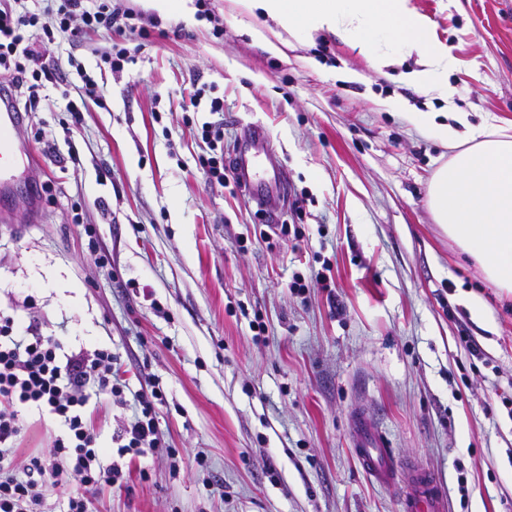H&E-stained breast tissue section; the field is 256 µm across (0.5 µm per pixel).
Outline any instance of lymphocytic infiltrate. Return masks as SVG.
<instances>
[{
	"mask_svg": "<svg viewBox=\"0 0 512 512\" xmlns=\"http://www.w3.org/2000/svg\"><path fill=\"white\" fill-rule=\"evenodd\" d=\"M129 17L105 0H60L40 17L15 14L8 0H0V70L10 74L13 92L23 94L24 111H35L40 80L69 83L51 55L56 33L77 40L102 27L125 26ZM127 387L112 351L68 354L58 337L35 326L18 334L13 318L0 315V512H91L93 493L123 485L126 459L162 451L156 406L164 398L157 390L134 392L133 419L115 436V448L102 446L88 412L90 396L118 397ZM25 409L52 415L62 431L19 473L14 460Z\"/></svg>",
	"mask_w": 512,
	"mask_h": 512,
	"instance_id": "obj_1",
	"label": "lymphocytic infiltrate"
}]
</instances>
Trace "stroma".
Returning a JSON list of instances; mask_svg holds the SVG:
<instances>
[{
  "label": "stroma",
  "mask_w": 512,
  "mask_h": 512,
  "mask_svg": "<svg viewBox=\"0 0 512 512\" xmlns=\"http://www.w3.org/2000/svg\"><path fill=\"white\" fill-rule=\"evenodd\" d=\"M209 3L160 20L120 70L101 59L126 46L118 33L58 35L59 66L83 69L72 87L90 76L101 100L73 114L46 85L13 132L33 158L15 192L34 204L0 213V311L67 352L112 350L131 391L161 390L177 451L97 492L93 512H401L355 453L360 421L401 466L435 472L446 512H512V293L434 224L427 188L451 152L407 118L442 102L331 35L273 56L251 37L262 18ZM410 6L457 60L458 108L512 132V0ZM215 98L225 160L251 126L273 144L242 190L198 164ZM278 172L304 202L285 218L269 194L266 216L290 228L271 235L252 190ZM20 420L21 467L59 426Z\"/></svg>",
  "instance_id": "stroma-1"
}]
</instances>
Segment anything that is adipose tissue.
Returning a JSON list of instances; mask_svg holds the SVG:
<instances>
[{
    "label": "adipose tissue",
    "mask_w": 512,
    "mask_h": 512,
    "mask_svg": "<svg viewBox=\"0 0 512 512\" xmlns=\"http://www.w3.org/2000/svg\"><path fill=\"white\" fill-rule=\"evenodd\" d=\"M246 7L291 33H330L342 38L378 72L396 52L419 57L400 83L446 103V121L414 112L416 130L434 133L455 153L432 178L427 205L460 249L488 280L512 290V135L490 123L473 125L454 104L448 75L456 59L431 35L428 21L409 0H244Z\"/></svg>",
    "instance_id": "ef3b65f1"
}]
</instances>
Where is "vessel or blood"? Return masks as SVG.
<instances>
[{"label":"vessel or blood","instance_id":"vessel-or-blood-1","mask_svg":"<svg viewBox=\"0 0 512 512\" xmlns=\"http://www.w3.org/2000/svg\"><path fill=\"white\" fill-rule=\"evenodd\" d=\"M20 121L21 115L14 111L8 93L0 88V188L4 190L17 176L18 160L10 133ZM356 454L379 485L402 484L403 512H445V498L435 474L400 468L393 450L379 434L360 438Z\"/></svg>","mask_w":512,"mask_h":512}]
</instances>
